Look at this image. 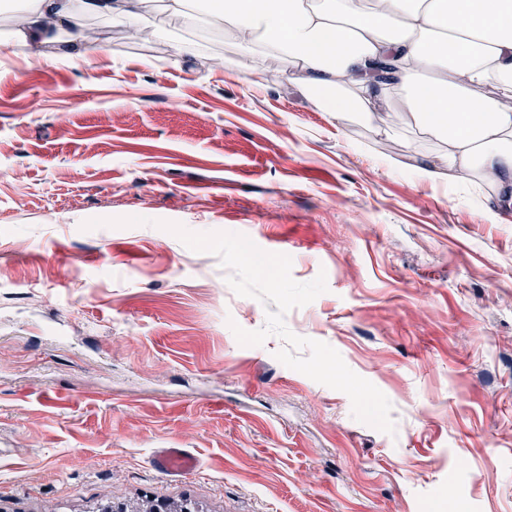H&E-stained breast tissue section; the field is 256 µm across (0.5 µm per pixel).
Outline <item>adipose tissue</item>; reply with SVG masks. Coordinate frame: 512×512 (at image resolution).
<instances>
[{
	"instance_id": "obj_1",
	"label": "adipose tissue",
	"mask_w": 512,
	"mask_h": 512,
	"mask_svg": "<svg viewBox=\"0 0 512 512\" xmlns=\"http://www.w3.org/2000/svg\"><path fill=\"white\" fill-rule=\"evenodd\" d=\"M147 0H23L15 38L53 59L95 50L67 27L84 17L149 26ZM184 28L199 14L232 35L262 75L255 48L287 59L288 82L343 121L405 112L408 132L447 145L445 167L418 157L425 180L465 173L512 209V0H166ZM385 79H378V72Z\"/></svg>"
}]
</instances>
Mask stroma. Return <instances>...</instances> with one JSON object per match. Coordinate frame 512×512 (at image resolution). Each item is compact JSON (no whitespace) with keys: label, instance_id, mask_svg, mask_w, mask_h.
I'll list each match as a JSON object with an SVG mask.
<instances>
[{"label":"stroma","instance_id":"35a3bbf8","mask_svg":"<svg viewBox=\"0 0 512 512\" xmlns=\"http://www.w3.org/2000/svg\"><path fill=\"white\" fill-rule=\"evenodd\" d=\"M149 12L153 44L88 17L103 56L34 69L0 11V512H512V220L489 188L419 178L433 145L336 121L285 61L253 79L208 20ZM160 220L325 274L285 323L386 395L395 434L279 362V337L240 345L264 306ZM157 448L199 466L159 473Z\"/></svg>","mask_w":512,"mask_h":512}]
</instances>
